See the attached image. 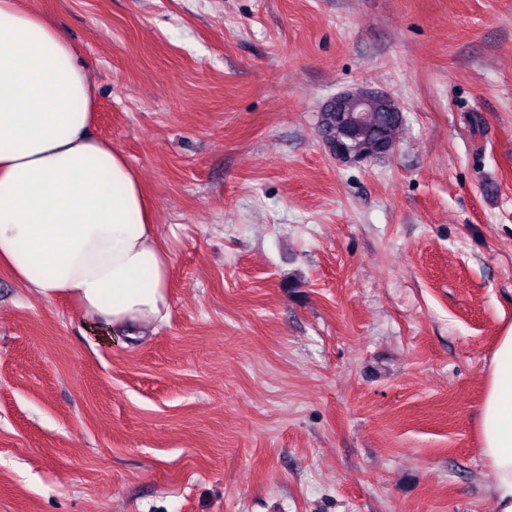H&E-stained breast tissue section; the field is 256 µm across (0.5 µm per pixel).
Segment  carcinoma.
I'll use <instances>...</instances> for the list:
<instances>
[{
  "mask_svg": "<svg viewBox=\"0 0 512 512\" xmlns=\"http://www.w3.org/2000/svg\"><path fill=\"white\" fill-rule=\"evenodd\" d=\"M387 97L373 94L366 98L365 118L360 123L361 137L350 139L340 134L342 121L340 117H348L349 110L355 106V101L344 99V112H323L320 118V128L325 144L331 148L341 147L351 152L366 151L369 160L383 157L394 151L396 137L405 121L404 113L392 112L386 107Z\"/></svg>",
  "mask_w": 512,
  "mask_h": 512,
  "instance_id": "obj_1",
  "label": "carcinoma"
}]
</instances>
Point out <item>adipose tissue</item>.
<instances>
[{
    "label": "adipose tissue",
    "mask_w": 512,
    "mask_h": 512,
    "mask_svg": "<svg viewBox=\"0 0 512 512\" xmlns=\"http://www.w3.org/2000/svg\"><path fill=\"white\" fill-rule=\"evenodd\" d=\"M94 102L64 33L32 0H0V267L132 336L166 317L172 259L136 171L89 134ZM479 436L496 512H512V325L489 364Z\"/></svg>",
    "instance_id": "obj_1"
}]
</instances>
